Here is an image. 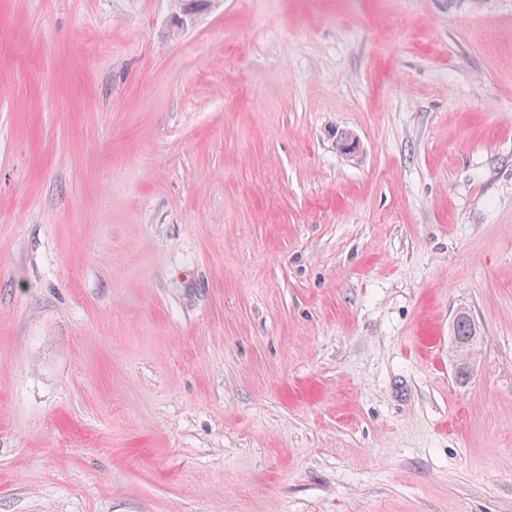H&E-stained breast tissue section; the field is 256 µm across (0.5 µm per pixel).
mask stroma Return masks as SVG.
Segmentation results:
<instances>
[{
  "label": "stroma",
  "mask_w": 512,
  "mask_h": 512,
  "mask_svg": "<svg viewBox=\"0 0 512 512\" xmlns=\"http://www.w3.org/2000/svg\"><path fill=\"white\" fill-rule=\"evenodd\" d=\"M179 13L0 0V512H512V0ZM452 343L449 350V359L455 368V373L463 363H472L477 354V344L475 342H460L456 336L461 339H467L470 336H477L474 325L466 312L458 318L454 328L451 329Z\"/></svg>",
  "instance_id": "1"
}]
</instances>
